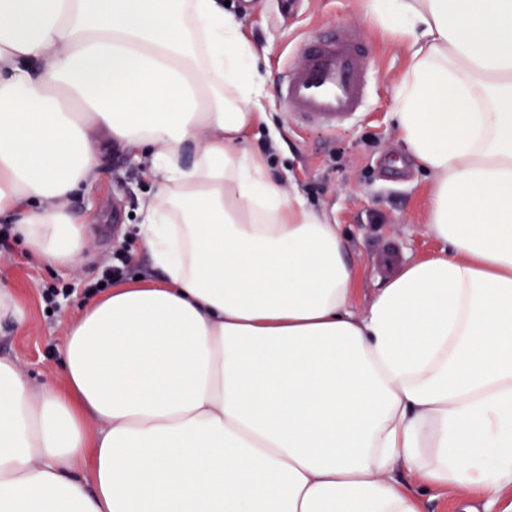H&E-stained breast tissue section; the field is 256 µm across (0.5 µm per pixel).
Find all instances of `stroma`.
Masks as SVG:
<instances>
[{
	"mask_svg": "<svg viewBox=\"0 0 512 512\" xmlns=\"http://www.w3.org/2000/svg\"><path fill=\"white\" fill-rule=\"evenodd\" d=\"M228 11L240 19L242 36L257 48V65L266 76L268 120L247 135L244 147L260 156L286 189L340 225L356 267V300L364 302L386 279L377 265L384 250H400L408 263L441 248L423 225L428 176L409 156L392 118L407 59L393 33L365 16L360 0H304L292 13L285 12L281 0H230ZM347 26L361 35L370 61L365 118L336 131L292 127L277 99L278 75L298 63L306 47L326 31ZM273 130L278 133L274 140L269 137ZM153 190L131 152L112 151L104 174L69 202L75 214L95 217L80 264L45 268L26 257L14 240L0 242V281L17 288L29 314L25 325L0 326V355L12 357L33 383L61 384L57 356L67 322L112 260L113 249L134 236L139 200ZM51 288L61 291L53 305L44 299Z\"/></svg>",
	"mask_w": 512,
	"mask_h": 512,
	"instance_id": "obj_1",
	"label": "stroma"
}]
</instances>
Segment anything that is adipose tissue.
Returning <instances> with one entry per match:
<instances>
[{
    "instance_id": "1",
    "label": "adipose tissue",
    "mask_w": 512,
    "mask_h": 512,
    "mask_svg": "<svg viewBox=\"0 0 512 512\" xmlns=\"http://www.w3.org/2000/svg\"><path fill=\"white\" fill-rule=\"evenodd\" d=\"M363 8L408 59L393 118L442 248L360 306L339 225L240 148L265 87L223 0H0V221L73 266L67 200L140 147L162 274L86 300L62 386L0 356V512H421L420 486L512 488V0Z\"/></svg>"
}]
</instances>
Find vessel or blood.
Listing matches in <instances>:
<instances>
[{
  "label": "vessel or blood",
  "mask_w": 512,
  "mask_h": 512,
  "mask_svg": "<svg viewBox=\"0 0 512 512\" xmlns=\"http://www.w3.org/2000/svg\"><path fill=\"white\" fill-rule=\"evenodd\" d=\"M290 121L307 130H336L358 119L366 96V56L357 34L332 31L309 44L279 83Z\"/></svg>",
  "instance_id": "vessel-or-blood-1"
}]
</instances>
